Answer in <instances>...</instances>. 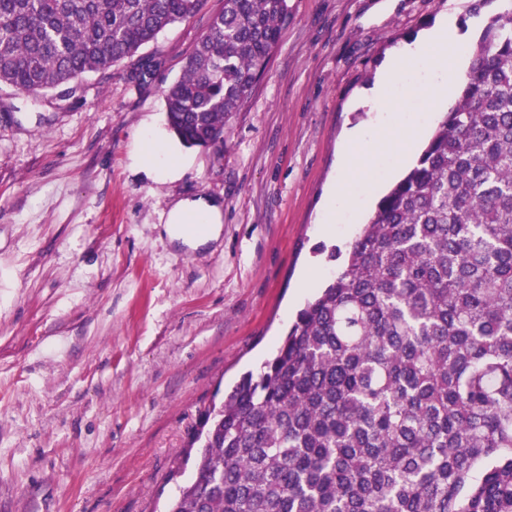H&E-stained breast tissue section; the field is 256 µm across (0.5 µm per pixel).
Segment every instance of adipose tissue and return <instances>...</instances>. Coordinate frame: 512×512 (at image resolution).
I'll list each match as a JSON object with an SVG mask.
<instances>
[{"mask_svg":"<svg viewBox=\"0 0 512 512\" xmlns=\"http://www.w3.org/2000/svg\"><path fill=\"white\" fill-rule=\"evenodd\" d=\"M457 44L454 24L452 20L446 19L430 30L423 42L390 57L377 82L366 95L367 103L372 104L374 108L385 110L387 118L368 129L357 127L350 130L347 136L348 148L343 156L342 177L329 192L322 216L323 223H335L337 211L351 200L349 184L353 176L368 170L372 155L365 152V145L392 152L402 161L408 158L406 140L399 134L403 118L399 114L397 102L389 97L390 85L400 70L401 61L416 62L430 72L438 80L434 91L435 97H449L453 94V82L458 81L461 75L460 70L452 66L455 59L452 49ZM221 218L220 209L204 199L181 201L176 203L168 214L166 232L172 239L200 245L219 233Z\"/></svg>","mask_w":512,"mask_h":512,"instance_id":"obj_1","label":"adipose tissue"}]
</instances>
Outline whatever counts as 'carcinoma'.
<instances>
[{
    "instance_id": "cac0c4a2",
    "label": "carcinoma",
    "mask_w": 512,
    "mask_h": 512,
    "mask_svg": "<svg viewBox=\"0 0 512 512\" xmlns=\"http://www.w3.org/2000/svg\"><path fill=\"white\" fill-rule=\"evenodd\" d=\"M205 0H0V86L105 73ZM287 0H224L163 91L188 147L265 75ZM140 58L131 79H152ZM169 512H512V12L260 373L208 408Z\"/></svg>"
}]
</instances>
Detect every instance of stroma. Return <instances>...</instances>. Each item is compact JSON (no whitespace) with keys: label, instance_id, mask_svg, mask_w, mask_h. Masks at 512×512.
<instances>
[{"label":"stroma","instance_id":"stroma-1","mask_svg":"<svg viewBox=\"0 0 512 512\" xmlns=\"http://www.w3.org/2000/svg\"><path fill=\"white\" fill-rule=\"evenodd\" d=\"M222 0H206L142 48L164 66L32 98L0 87V512H167L194 474L205 410L259 371L296 312L406 166L376 154L379 192L319 224L349 129L382 64L454 14L464 52L512 0H288L266 74L221 145L171 137L163 88ZM406 66L392 86L422 150L439 112ZM155 150L167 171L148 166ZM207 197L217 239L164 230L171 207Z\"/></svg>","mask_w":512,"mask_h":512}]
</instances>
